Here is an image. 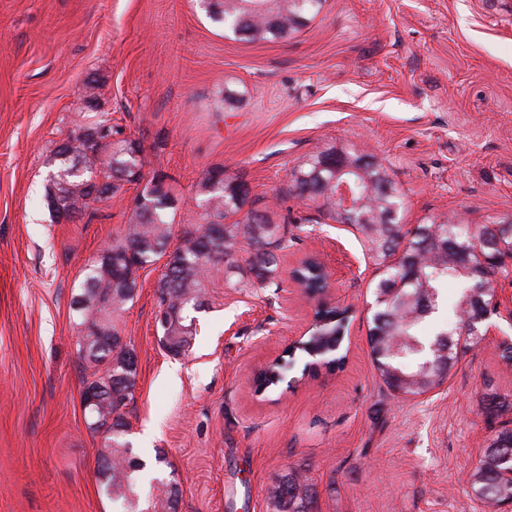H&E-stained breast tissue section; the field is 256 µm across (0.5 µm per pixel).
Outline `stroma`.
Wrapping results in <instances>:
<instances>
[{
    "mask_svg": "<svg viewBox=\"0 0 512 512\" xmlns=\"http://www.w3.org/2000/svg\"><path fill=\"white\" fill-rule=\"evenodd\" d=\"M103 117L141 143L145 176L167 175L175 236L203 224L196 186L214 167L247 184L242 214L285 230L270 287L245 244L225 258L179 358L155 330L164 265L139 270L114 322L138 358L123 415L141 494L148 475L173 476L181 512H275L270 489L299 470L312 512H475L470 473L512 421V324L492 316L500 335L428 395L393 392L368 337L369 245L299 197L291 172L318 152L371 154L404 223L512 220V0H324L277 42L226 38L199 0H0V512L121 509L98 481L107 440L85 420L91 369L71 300L139 188L70 224L45 204L58 141ZM315 256L326 300L352 308L347 364L307 376L299 354L256 394L260 369L313 320L317 300L291 272ZM493 399L503 408L482 411Z\"/></svg>",
    "mask_w": 512,
    "mask_h": 512,
    "instance_id": "1",
    "label": "stroma"
}]
</instances>
